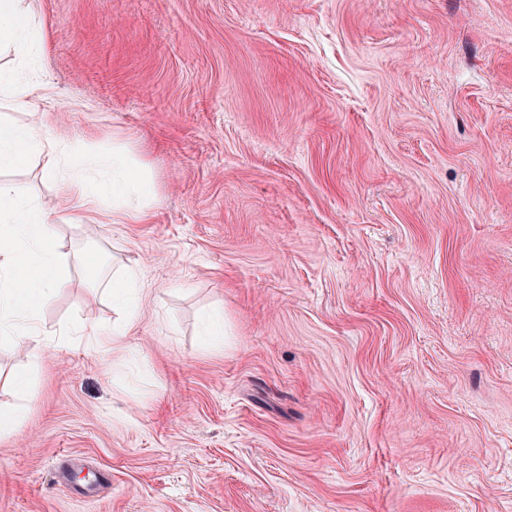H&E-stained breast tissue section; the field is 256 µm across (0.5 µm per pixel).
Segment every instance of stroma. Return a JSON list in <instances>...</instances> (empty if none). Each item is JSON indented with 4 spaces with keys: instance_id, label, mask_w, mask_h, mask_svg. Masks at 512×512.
Instances as JSON below:
<instances>
[{
    "instance_id": "1",
    "label": "stroma",
    "mask_w": 512,
    "mask_h": 512,
    "mask_svg": "<svg viewBox=\"0 0 512 512\" xmlns=\"http://www.w3.org/2000/svg\"><path fill=\"white\" fill-rule=\"evenodd\" d=\"M29 7L42 135L123 150L153 219L72 223L43 157L0 169L68 279L41 363L0 341V512H512V0ZM130 268L122 354L78 331ZM64 453L111 469L92 503ZM63 461L60 458H56L53 464V479L60 485H65L71 496L76 499L90 503L95 499V493L98 488L102 485H108L111 482V475L108 471L100 468L93 474V480L90 484L82 488H74L68 482L66 478V472L62 470Z\"/></svg>"
}]
</instances>
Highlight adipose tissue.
I'll return each instance as SVG.
<instances>
[{
    "label": "adipose tissue",
    "mask_w": 512,
    "mask_h": 512,
    "mask_svg": "<svg viewBox=\"0 0 512 512\" xmlns=\"http://www.w3.org/2000/svg\"><path fill=\"white\" fill-rule=\"evenodd\" d=\"M2 39L13 44L17 64L0 71V107L37 112L29 72L45 50V39L40 22L24 0H0ZM33 154L44 156L46 177L61 178L76 195L79 213L94 211L108 196L112 199L113 223L147 220L145 205L152 188L124 152L113 151L107 158L64 152L57 141L42 138L37 123L0 124V169L24 163ZM51 222L50 213L39 202L13 183L0 181V335L22 343L35 363L42 359L47 346L42 311L68 284L64 258L50 244ZM135 282L136 273L130 270L122 282L108 288L113 300L127 310L123 325L107 335L96 325L87 324L81 336L100 345L124 348L126 337L138 322Z\"/></svg>",
    "instance_id": "obj_1"
}]
</instances>
